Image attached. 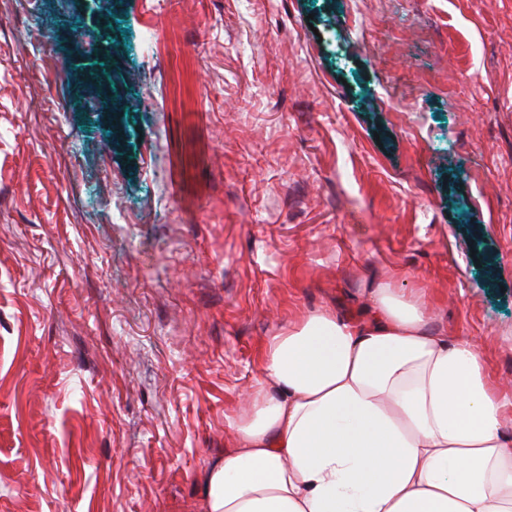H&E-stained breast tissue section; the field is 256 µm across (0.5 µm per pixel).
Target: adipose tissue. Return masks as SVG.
<instances>
[{"mask_svg": "<svg viewBox=\"0 0 512 512\" xmlns=\"http://www.w3.org/2000/svg\"><path fill=\"white\" fill-rule=\"evenodd\" d=\"M369 302V320L323 307L267 338L203 512H512L505 404L477 346L393 288Z\"/></svg>", "mask_w": 512, "mask_h": 512, "instance_id": "obj_1", "label": "adipose tissue"}]
</instances>
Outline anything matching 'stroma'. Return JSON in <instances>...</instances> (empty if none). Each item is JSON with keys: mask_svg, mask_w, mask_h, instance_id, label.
Returning <instances> with one entry per match:
<instances>
[{"mask_svg": "<svg viewBox=\"0 0 512 512\" xmlns=\"http://www.w3.org/2000/svg\"><path fill=\"white\" fill-rule=\"evenodd\" d=\"M374 283L512 403V0H0V512H202L265 340Z\"/></svg>", "mask_w": 512, "mask_h": 512, "instance_id": "obj_1", "label": "stroma"}]
</instances>
